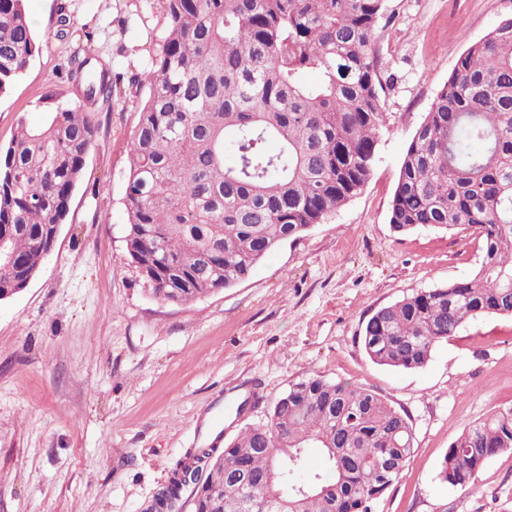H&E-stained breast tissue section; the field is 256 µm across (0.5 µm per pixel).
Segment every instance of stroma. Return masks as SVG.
<instances>
[{"label":"stroma","mask_w":512,"mask_h":512,"mask_svg":"<svg viewBox=\"0 0 512 512\" xmlns=\"http://www.w3.org/2000/svg\"><path fill=\"white\" fill-rule=\"evenodd\" d=\"M67 5L95 30L113 70L146 68L166 27L164 0H25L41 47L0 95V146L76 99L57 36ZM378 28L385 123L372 175L336 215L280 244L233 287L186 304L145 290L126 249L125 176L140 98L95 115L98 131L70 211L28 286L0 300V512H141L191 448L227 445L308 375L372 388L410 417L413 454L373 512H512V453L474 487L438 480L462 430L512 404V318L465 324L428 364L404 371L364 355L373 311L474 274L468 232L389 222L411 138L458 57L512 0H387ZM258 392L244 415L234 407ZM224 416L220 436L207 418Z\"/></svg>","instance_id":"stroma-1"}]
</instances>
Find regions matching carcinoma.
<instances>
[{"label": "carcinoma", "mask_w": 512, "mask_h": 512, "mask_svg": "<svg viewBox=\"0 0 512 512\" xmlns=\"http://www.w3.org/2000/svg\"><path fill=\"white\" fill-rule=\"evenodd\" d=\"M161 48L129 86L144 94L123 198L127 251L154 298L184 304L230 288L281 243L354 198L376 160L385 84L375 34L386 0H165ZM59 34L79 41L65 75L80 101L0 147V236L16 266L0 296L49 254L97 127L124 74L112 72L65 10ZM39 52L24 0H0V95ZM316 71L320 80L305 81ZM396 232L470 229L476 272L377 309L359 341L378 366L417 370L468 321L512 316V22L460 55L403 157L390 204ZM407 415L366 387L308 376L264 421L227 446L188 454L144 512H372L409 462ZM322 464L306 470V449ZM512 450V405L466 427L439 478L473 488ZM250 475L244 491L235 477Z\"/></svg>", "instance_id": "cac0c4a2"}]
</instances>
